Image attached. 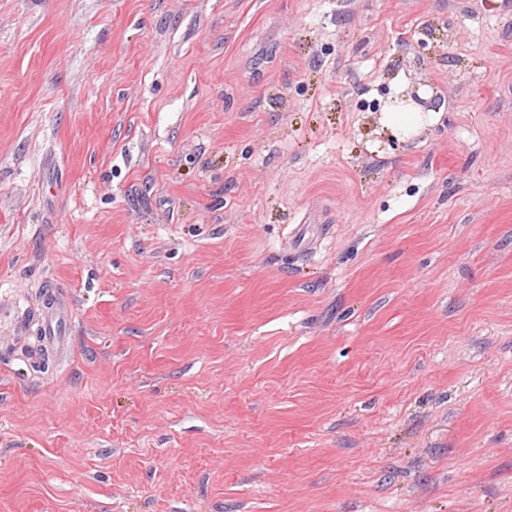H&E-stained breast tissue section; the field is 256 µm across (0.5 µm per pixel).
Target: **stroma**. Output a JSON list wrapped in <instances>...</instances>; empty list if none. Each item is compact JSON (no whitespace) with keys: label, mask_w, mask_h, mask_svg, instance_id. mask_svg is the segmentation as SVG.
Segmentation results:
<instances>
[{"label":"stroma","mask_w":512,"mask_h":512,"mask_svg":"<svg viewBox=\"0 0 512 512\" xmlns=\"http://www.w3.org/2000/svg\"><path fill=\"white\" fill-rule=\"evenodd\" d=\"M487 2L0 0V512H512Z\"/></svg>","instance_id":"obj_1"}]
</instances>
